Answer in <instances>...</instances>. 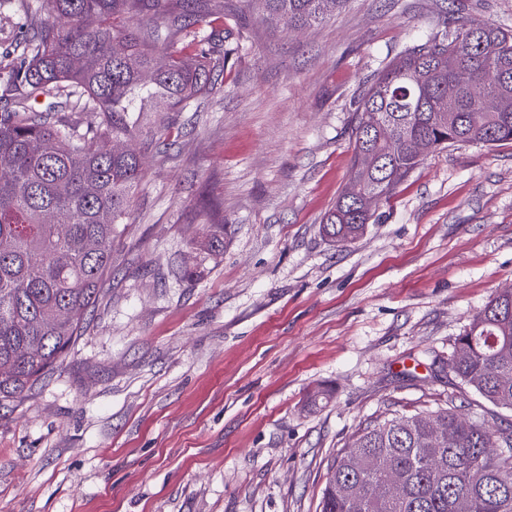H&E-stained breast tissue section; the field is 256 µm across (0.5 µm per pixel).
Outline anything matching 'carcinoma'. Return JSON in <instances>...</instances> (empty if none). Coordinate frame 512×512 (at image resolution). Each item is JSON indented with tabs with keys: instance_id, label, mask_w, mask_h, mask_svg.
<instances>
[{
	"instance_id": "obj_1",
	"label": "carcinoma",
	"mask_w": 512,
	"mask_h": 512,
	"mask_svg": "<svg viewBox=\"0 0 512 512\" xmlns=\"http://www.w3.org/2000/svg\"><path fill=\"white\" fill-rule=\"evenodd\" d=\"M185 0H44L47 20L3 79L0 113V397L29 391L84 331L112 243L140 184V154L109 142L141 132L144 115L178 112L215 88L216 32L186 58L168 45ZM263 18L303 27L345 0H254ZM153 9L140 27L114 18ZM79 57L82 64L72 65ZM495 70L499 78L489 80ZM452 100L454 109L441 108ZM495 104L491 112L479 100ZM68 108L97 118L82 129ZM350 176L323 224L336 243L359 237L383 201L434 151L457 142L512 140V33L456 21L379 68L354 114ZM55 223H43V214ZM224 249L210 233L200 250ZM448 370L512 411V292L497 293L463 333ZM402 492L388 497V472ZM320 512H512V425L490 427L454 408L393 416L359 429L330 468Z\"/></svg>"
}]
</instances>
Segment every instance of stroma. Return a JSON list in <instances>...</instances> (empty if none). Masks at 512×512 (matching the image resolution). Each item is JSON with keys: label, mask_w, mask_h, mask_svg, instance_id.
<instances>
[{"label": "stroma", "mask_w": 512, "mask_h": 512, "mask_svg": "<svg viewBox=\"0 0 512 512\" xmlns=\"http://www.w3.org/2000/svg\"><path fill=\"white\" fill-rule=\"evenodd\" d=\"M0 0V77L45 19ZM225 7L215 93L168 113L84 335L0 407V512H319L365 424L454 405L457 336L512 287V141L429 153L351 243L321 231L371 75L512 0H346L325 22ZM225 227L224 250L198 244Z\"/></svg>", "instance_id": "stroma-1"}]
</instances>
